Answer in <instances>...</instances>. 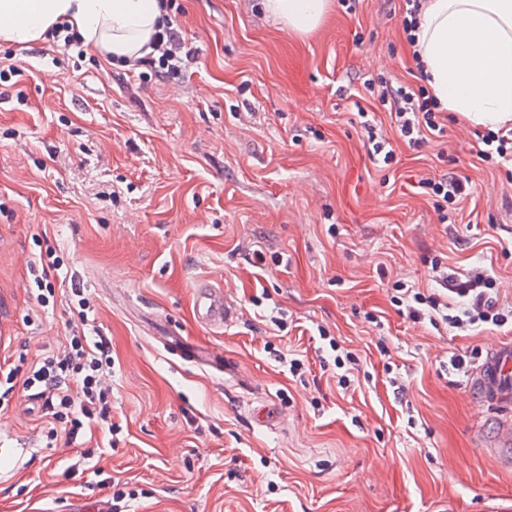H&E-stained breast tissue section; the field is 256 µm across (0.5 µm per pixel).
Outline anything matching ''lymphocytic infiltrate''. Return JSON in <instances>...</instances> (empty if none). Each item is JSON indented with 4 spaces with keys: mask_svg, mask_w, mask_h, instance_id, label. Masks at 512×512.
Returning a JSON list of instances; mask_svg holds the SVG:
<instances>
[{
    "mask_svg": "<svg viewBox=\"0 0 512 512\" xmlns=\"http://www.w3.org/2000/svg\"><path fill=\"white\" fill-rule=\"evenodd\" d=\"M163 29L154 38L153 55L142 58V65L152 67L155 75L165 78L182 70L188 48L180 26L173 20L170 0H161ZM366 90L395 119L399 137L410 147L421 148L432 137H443L445 126L439 120L440 107L424 86L393 84L384 75L368 79ZM421 188L434 201L440 221H447L448 208L466 194V184L451 173L424 179ZM444 288L456 295L448 303L439 295H424L405 289V309L412 322L441 319L452 328L490 324L504 326L512 321V306L499 303L494 278L485 272L457 280L443 277ZM70 325L62 352L45 353L32 363L27 375L17 368L0 367V410L7 409L17 386L32 391L40 402L42 433L47 444L58 437L76 442L95 426L118 432L112 421V343L95 330V308L79 283L71 285Z\"/></svg>",
    "mask_w": 512,
    "mask_h": 512,
    "instance_id": "lymphocytic-infiltrate-1",
    "label": "lymphocytic infiltrate"
}]
</instances>
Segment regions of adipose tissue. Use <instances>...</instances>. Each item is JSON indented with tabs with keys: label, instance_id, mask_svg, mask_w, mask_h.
I'll return each instance as SVG.
<instances>
[{
	"label": "adipose tissue",
	"instance_id": "obj_1",
	"mask_svg": "<svg viewBox=\"0 0 512 512\" xmlns=\"http://www.w3.org/2000/svg\"><path fill=\"white\" fill-rule=\"evenodd\" d=\"M289 33L324 23L331 0H262ZM158 0H0V41L24 45L67 25L103 58L147 56ZM415 49L443 110L490 129L512 124V0H425Z\"/></svg>",
	"mask_w": 512,
	"mask_h": 512
}]
</instances>
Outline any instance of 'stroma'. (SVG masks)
<instances>
[{
    "mask_svg": "<svg viewBox=\"0 0 512 512\" xmlns=\"http://www.w3.org/2000/svg\"><path fill=\"white\" fill-rule=\"evenodd\" d=\"M174 4L197 54L173 81L49 37L0 42L21 71L0 91V360L63 349L69 283L45 309L28 292L30 263L57 253L112 341L121 427L45 447L16 389L0 512H106L104 477L124 482L122 512H512V465L490 443L512 395L475 386L512 325L415 323L392 299L398 282L440 293L437 262L487 271L512 305V163L480 162L476 125L453 112L444 138L409 148L362 93L380 73L414 81L403 0L337 2L305 36L260 0ZM362 111L392 165L370 156ZM449 171L470 193L443 224L419 183ZM204 281L224 290V328L194 316ZM161 336L221 349L228 372ZM454 354L470 371H449Z\"/></svg>",
    "mask_w": 512,
    "mask_h": 512,
    "instance_id": "1",
    "label": "stroma"
}]
</instances>
